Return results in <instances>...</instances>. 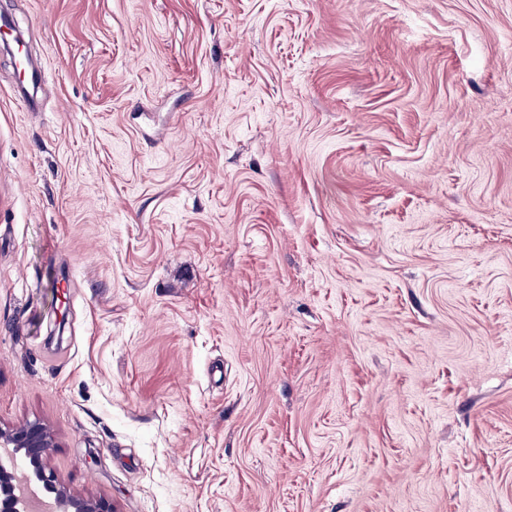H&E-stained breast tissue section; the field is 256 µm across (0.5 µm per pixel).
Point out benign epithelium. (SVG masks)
Wrapping results in <instances>:
<instances>
[{"instance_id":"7a95c632","label":"benign epithelium","mask_w":512,"mask_h":512,"mask_svg":"<svg viewBox=\"0 0 512 512\" xmlns=\"http://www.w3.org/2000/svg\"><path fill=\"white\" fill-rule=\"evenodd\" d=\"M56 447L40 420L0 426V512H115L104 498L71 491L45 464L44 449Z\"/></svg>"}]
</instances>
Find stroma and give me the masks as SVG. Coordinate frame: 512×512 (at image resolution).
Masks as SVG:
<instances>
[{
	"instance_id": "obj_1",
	"label": "stroma",
	"mask_w": 512,
	"mask_h": 512,
	"mask_svg": "<svg viewBox=\"0 0 512 512\" xmlns=\"http://www.w3.org/2000/svg\"><path fill=\"white\" fill-rule=\"evenodd\" d=\"M0 14V426L116 512H512V0Z\"/></svg>"
}]
</instances>
